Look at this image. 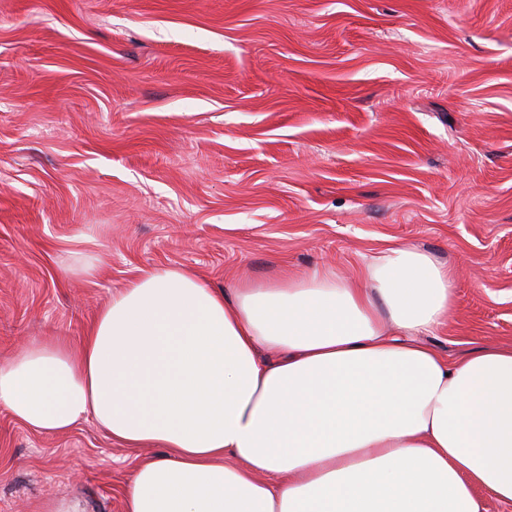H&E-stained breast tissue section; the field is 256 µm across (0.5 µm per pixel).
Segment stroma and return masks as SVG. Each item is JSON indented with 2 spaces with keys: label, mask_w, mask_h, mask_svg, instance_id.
Masks as SVG:
<instances>
[{
  "label": "stroma",
  "mask_w": 512,
  "mask_h": 512,
  "mask_svg": "<svg viewBox=\"0 0 512 512\" xmlns=\"http://www.w3.org/2000/svg\"><path fill=\"white\" fill-rule=\"evenodd\" d=\"M401 244L455 272L424 343L512 344V0H0V364L147 269L355 277ZM154 454L0 406V512H124Z\"/></svg>",
  "instance_id": "1"
}]
</instances>
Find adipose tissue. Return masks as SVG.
Masks as SVG:
<instances>
[{
    "mask_svg": "<svg viewBox=\"0 0 512 512\" xmlns=\"http://www.w3.org/2000/svg\"><path fill=\"white\" fill-rule=\"evenodd\" d=\"M454 308L451 270L405 245L355 279L228 292L149 269L78 345L0 365V406L37 433L90 418L158 448L125 512H484V492L512 504V347L450 362L417 343Z\"/></svg>",
    "mask_w": 512,
    "mask_h": 512,
    "instance_id": "ef3b65f1",
    "label": "adipose tissue"
}]
</instances>
